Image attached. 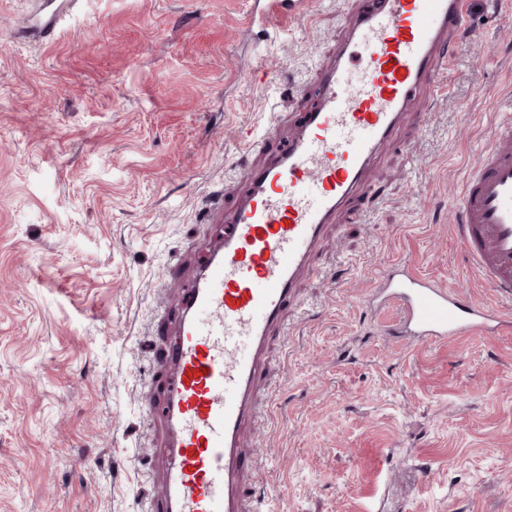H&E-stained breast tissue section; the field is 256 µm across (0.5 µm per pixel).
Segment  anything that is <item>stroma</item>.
I'll list each match as a JSON object with an SVG mask.
<instances>
[{"label":"stroma","instance_id":"obj_1","mask_svg":"<svg viewBox=\"0 0 512 512\" xmlns=\"http://www.w3.org/2000/svg\"><path fill=\"white\" fill-rule=\"evenodd\" d=\"M257 0H78L48 40L0 0V512H148L169 436L144 386L204 250L283 144L358 0L274 27ZM447 91L416 93L337 210L273 337L272 421L248 426L282 512H512V333L421 345L376 306L385 266L512 317L456 201L512 115V0H474Z\"/></svg>","mask_w":512,"mask_h":512}]
</instances>
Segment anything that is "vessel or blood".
Listing matches in <instances>:
<instances>
[{
  "label": "vessel or blood",
  "instance_id": "b4317fda",
  "mask_svg": "<svg viewBox=\"0 0 512 512\" xmlns=\"http://www.w3.org/2000/svg\"><path fill=\"white\" fill-rule=\"evenodd\" d=\"M471 0H360L355 27L320 76L316 102L274 163L249 174L224 243L184 293L176 335L163 339L170 371L155 405L172 438L156 457L163 476L151 512H258L245 479L255 461L242 441L262 407L257 392L273 328L297 304L298 272L325 224L352 202L366 165L389 143L420 89L440 94L444 35L464 34ZM472 268L512 301V118L499 122L457 202ZM402 311L396 330L423 344L512 330L498 309L415 272L389 267L373 291Z\"/></svg>",
  "mask_w": 512,
  "mask_h": 512
}]
</instances>
